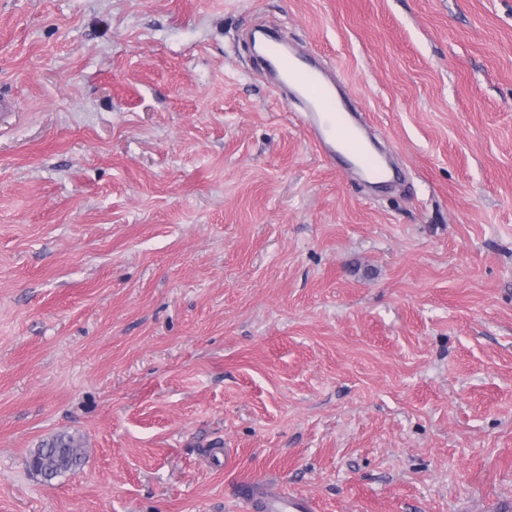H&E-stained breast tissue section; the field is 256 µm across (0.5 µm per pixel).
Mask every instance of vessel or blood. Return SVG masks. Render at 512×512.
I'll list each match as a JSON object with an SVG mask.
<instances>
[{
    "mask_svg": "<svg viewBox=\"0 0 512 512\" xmlns=\"http://www.w3.org/2000/svg\"><path fill=\"white\" fill-rule=\"evenodd\" d=\"M259 47L283 96L301 100L306 128L323 154L353 158L367 179L388 182L391 174L386 162L369 148V129L343 105L326 71L297 55L278 37L263 35ZM239 501L245 512H316L311 499L286 493L274 479L243 485Z\"/></svg>",
    "mask_w": 512,
    "mask_h": 512,
    "instance_id": "obj_1",
    "label": "vessel or blood"
}]
</instances>
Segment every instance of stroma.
<instances>
[{
	"label": "stroma",
	"mask_w": 512,
	"mask_h": 512,
	"mask_svg": "<svg viewBox=\"0 0 512 512\" xmlns=\"http://www.w3.org/2000/svg\"><path fill=\"white\" fill-rule=\"evenodd\" d=\"M254 22L401 185L319 154ZM0 96V512L512 500V0H0ZM84 448L80 442L59 435L35 448L30 455L29 468L45 480L75 469L84 460ZM239 501L245 511L259 512H315V503L303 496L288 494L275 479L250 482L241 486Z\"/></svg>",
	"instance_id": "stroma-1"
}]
</instances>
